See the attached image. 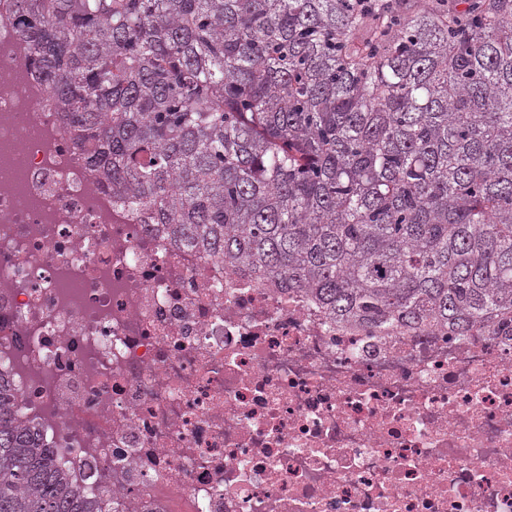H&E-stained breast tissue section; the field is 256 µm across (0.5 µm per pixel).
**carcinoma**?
<instances>
[{"mask_svg": "<svg viewBox=\"0 0 512 512\" xmlns=\"http://www.w3.org/2000/svg\"><path fill=\"white\" fill-rule=\"evenodd\" d=\"M112 197L333 317L512 314V0H15ZM0 512H95L7 405Z\"/></svg>", "mask_w": 512, "mask_h": 512, "instance_id": "1", "label": "carcinoma"}]
</instances>
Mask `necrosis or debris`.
<instances>
[{"label":"necrosis or debris","mask_w":512,"mask_h":512,"mask_svg":"<svg viewBox=\"0 0 512 512\" xmlns=\"http://www.w3.org/2000/svg\"><path fill=\"white\" fill-rule=\"evenodd\" d=\"M0 0V370L102 512H512V315L337 321L147 223Z\"/></svg>","instance_id":"4bbe7bcc"}]
</instances>
